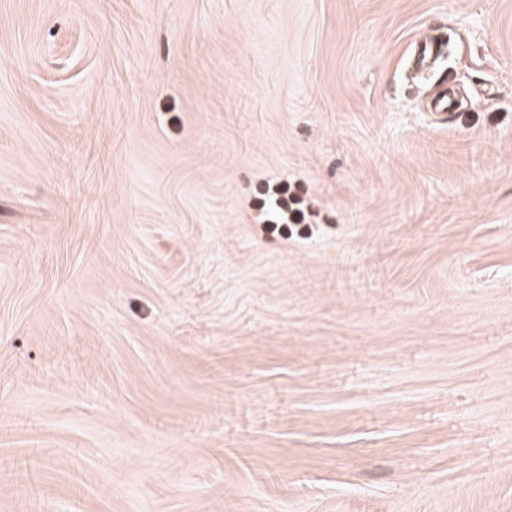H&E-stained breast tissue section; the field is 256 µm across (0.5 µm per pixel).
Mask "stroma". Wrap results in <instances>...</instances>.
Instances as JSON below:
<instances>
[{"label": "stroma", "instance_id": "35a3bbf8", "mask_svg": "<svg viewBox=\"0 0 512 512\" xmlns=\"http://www.w3.org/2000/svg\"><path fill=\"white\" fill-rule=\"evenodd\" d=\"M0 512H512V0H0ZM414 50L412 62L421 71L431 67L428 63H432L442 53L439 43L431 38L416 41ZM432 110L435 114L440 116L442 120L448 123L452 121L455 112H458L461 104L455 92L445 88L431 104ZM268 199L258 206L264 216L263 224H267L271 232L279 226L293 236L291 227H299L297 235L307 238L310 234V225L316 222L313 217L317 214L308 200L300 195L290 181L273 183L268 182ZM265 209V210H264ZM288 226V227H287Z\"/></svg>", "mask_w": 512, "mask_h": 512}]
</instances>
